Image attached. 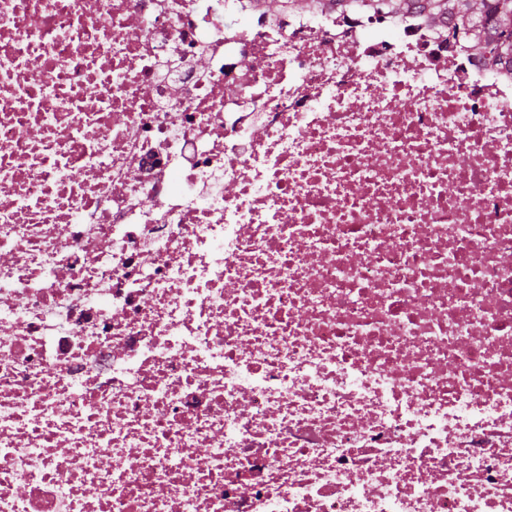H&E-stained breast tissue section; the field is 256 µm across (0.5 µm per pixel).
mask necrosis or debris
<instances>
[{
  "label": "necrosis or debris",
  "mask_w": 512,
  "mask_h": 512,
  "mask_svg": "<svg viewBox=\"0 0 512 512\" xmlns=\"http://www.w3.org/2000/svg\"><path fill=\"white\" fill-rule=\"evenodd\" d=\"M448 32L0 0V512H512V68Z\"/></svg>",
  "instance_id": "obj_1"
}]
</instances>
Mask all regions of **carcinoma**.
I'll list each match as a JSON object with an SVG mask.
<instances>
[{
    "instance_id": "carcinoma-1",
    "label": "carcinoma",
    "mask_w": 512,
    "mask_h": 512,
    "mask_svg": "<svg viewBox=\"0 0 512 512\" xmlns=\"http://www.w3.org/2000/svg\"><path fill=\"white\" fill-rule=\"evenodd\" d=\"M330 8L341 0H262L265 10L280 12L290 4L304 9L313 2ZM377 13H417L431 26L456 20L452 36L468 41L472 54L491 63L512 64V0H369Z\"/></svg>"
}]
</instances>
